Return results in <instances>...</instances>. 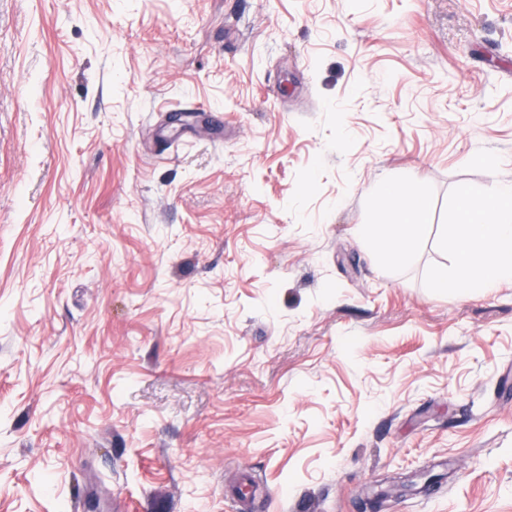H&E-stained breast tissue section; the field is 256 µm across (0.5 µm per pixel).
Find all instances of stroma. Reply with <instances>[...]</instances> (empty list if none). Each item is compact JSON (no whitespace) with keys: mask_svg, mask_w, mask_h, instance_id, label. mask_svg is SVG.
Segmentation results:
<instances>
[{"mask_svg":"<svg viewBox=\"0 0 512 512\" xmlns=\"http://www.w3.org/2000/svg\"><path fill=\"white\" fill-rule=\"evenodd\" d=\"M501 181L512 0H0V512H512ZM384 224L374 236L377 245L393 265L403 266L411 259V246L427 223L428 199L423 191L409 184L389 181L381 191ZM456 226L457 288H494L512 281V182L483 194L459 196Z\"/></svg>","mask_w":512,"mask_h":512,"instance_id":"obj_1","label":"stroma"}]
</instances>
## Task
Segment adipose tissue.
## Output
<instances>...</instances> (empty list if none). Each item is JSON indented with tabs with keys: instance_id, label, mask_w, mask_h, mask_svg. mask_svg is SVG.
Returning <instances> with one entry per match:
<instances>
[{
	"instance_id": "adipose-tissue-1",
	"label": "adipose tissue",
	"mask_w": 512,
	"mask_h": 512,
	"mask_svg": "<svg viewBox=\"0 0 512 512\" xmlns=\"http://www.w3.org/2000/svg\"><path fill=\"white\" fill-rule=\"evenodd\" d=\"M381 196L385 222L375 236L393 265L411 259V246L426 223L428 199L409 184L387 182ZM456 224V285L462 290L491 288L512 281V182L483 194L462 193Z\"/></svg>"
}]
</instances>
